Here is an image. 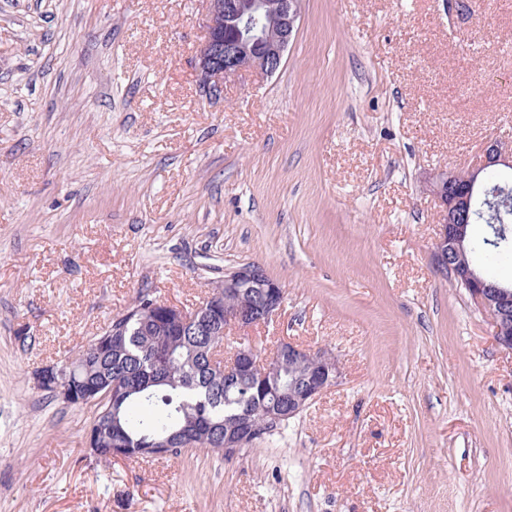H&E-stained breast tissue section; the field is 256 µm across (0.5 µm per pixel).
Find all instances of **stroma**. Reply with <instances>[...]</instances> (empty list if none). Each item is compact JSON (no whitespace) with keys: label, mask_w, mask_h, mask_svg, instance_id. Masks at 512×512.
Returning <instances> with one entry per match:
<instances>
[{"label":"stroma","mask_w":512,"mask_h":512,"mask_svg":"<svg viewBox=\"0 0 512 512\" xmlns=\"http://www.w3.org/2000/svg\"><path fill=\"white\" fill-rule=\"evenodd\" d=\"M302 0L274 75L206 95V0H0V512H512V351L431 249L441 169L512 138V0ZM257 264L240 345L337 384L233 458L90 456L38 389L137 293Z\"/></svg>","instance_id":"1"}]
</instances>
